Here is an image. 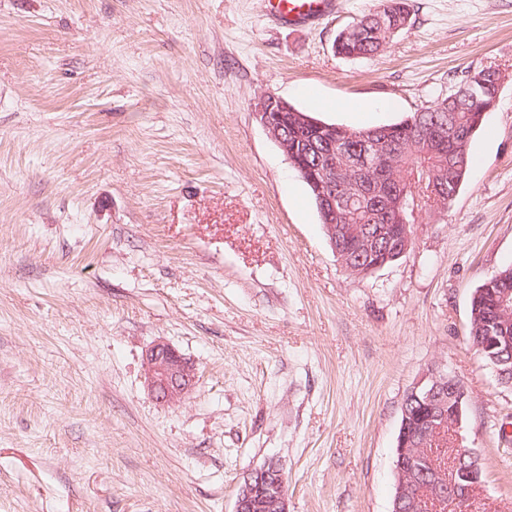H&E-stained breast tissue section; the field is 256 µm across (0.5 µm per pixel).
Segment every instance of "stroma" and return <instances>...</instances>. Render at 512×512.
Listing matches in <instances>:
<instances>
[{
  "label": "stroma",
  "instance_id": "1",
  "mask_svg": "<svg viewBox=\"0 0 512 512\" xmlns=\"http://www.w3.org/2000/svg\"><path fill=\"white\" fill-rule=\"evenodd\" d=\"M373 5L301 26L261 0H0V512H233L271 459L289 512H390L433 366L467 393L482 512H512V389L467 343L512 264V0H410L380 55H336ZM484 67L503 81L457 197L350 275L260 95L376 126ZM158 339L199 372L175 406L144 386Z\"/></svg>",
  "mask_w": 512,
  "mask_h": 512
}]
</instances>
